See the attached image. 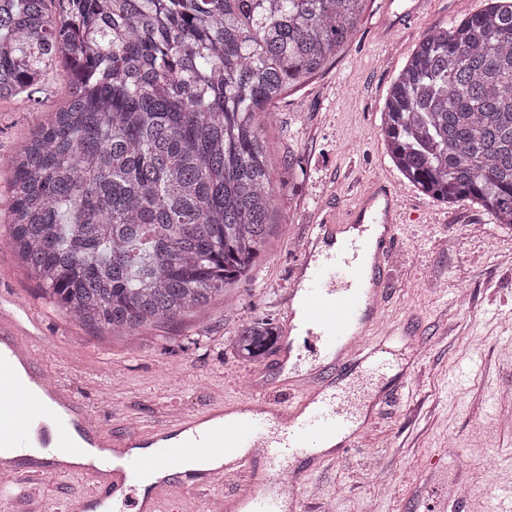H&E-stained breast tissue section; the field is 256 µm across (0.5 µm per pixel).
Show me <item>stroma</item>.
Masks as SVG:
<instances>
[{"mask_svg":"<svg viewBox=\"0 0 512 512\" xmlns=\"http://www.w3.org/2000/svg\"><path fill=\"white\" fill-rule=\"evenodd\" d=\"M487 0H369L333 61L288 89L262 118L274 179L285 180L264 257L223 300L160 328L112 337L84 327L45 298L5 239L7 162L69 97L66 71H50L34 103L0 100V299L24 305L50 366L110 426L178 420L246 393L268 358L233 348L240 320L283 326V304L312 225L345 220L371 181L397 194L401 222L388 254L382 323L404 324L420 351L404 386L385 399L358 447L298 487L305 512H424L435 486L466 483V512H493L512 489V230L468 200L448 205L409 183L382 137L387 92L419 42L480 12ZM78 476L46 478L13 504L78 497Z\"/></svg>","mask_w":512,"mask_h":512,"instance_id":"obj_1","label":"stroma"}]
</instances>
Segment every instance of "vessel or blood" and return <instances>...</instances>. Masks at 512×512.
<instances>
[{"instance_id":"1","label":"vessel or blood","mask_w":512,"mask_h":512,"mask_svg":"<svg viewBox=\"0 0 512 512\" xmlns=\"http://www.w3.org/2000/svg\"><path fill=\"white\" fill-rule=\"evenodd\" d=\"M398 201L388 186L375 185L362 199L349 225L321 224L316 242L307 246L302 281L307 329L301 340L283 343L277 366L290 398L282 404L267 385L255 383L248 395L182 417L179 425L145 422L115 433L95 424L93 414L76 400L51 371L31 336L30 317L20 305L0 310V463L10 484L0 485V512L15 489L29 481L65 475L60 457L79 459L101 449L96 467L87 469L93 489L75 501L57 502V512H95L110 502L120 512H185L186 499L204 496L223 481L248 474L245 487L217 500L221 512H297L276 488L301 480L358 445L360 406L356 385L343 377L383 379L394 368L391 342L402 337L399 325L378 324L388 279L383 255L394 240ZM383 227L375 250L362 237L346 236L347 226ZM38 447L42 456L30 461ZM220 459L222 474L208 477L191 469L194 461ZM147 472L164 478L147 493L136 484Z\"/></svg>"}]
</instances>
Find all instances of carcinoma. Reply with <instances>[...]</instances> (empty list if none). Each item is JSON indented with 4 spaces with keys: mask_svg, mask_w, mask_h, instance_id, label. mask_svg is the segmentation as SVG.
I'll list each match as a JSON object with an SVG mask.
<instances>
[{
    "mask_svg": "<svg viewBox=\"0 0 512 512\" xmlns=\"http://www.w3.org/2000/svg\"><path fill=\"white\" fill-rule=\"evenodd\" d=\"M368 0H0V99L56 68L66 105L8 160L27 274L105 336L208 308L249 279L276 191L258 117L354 35ZM399 172L512 228V0L419 43L388 91ZM279 334L242 321L252 359Z\"/></svg>",
    "mask_w": 512,
    "mask_h": 512,
    "instance_id": "carcinoma-1",
    "label": "carcinoma"
}]
</instances>
